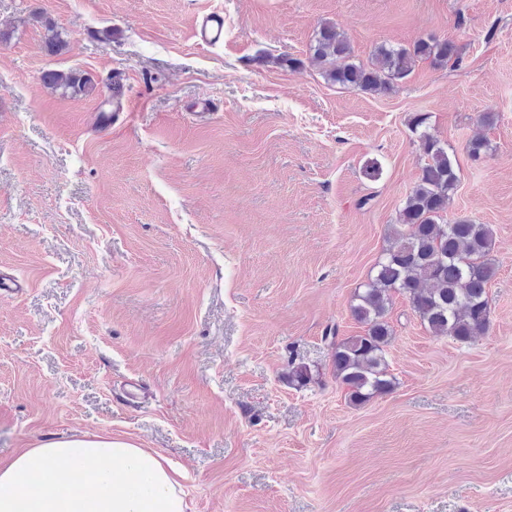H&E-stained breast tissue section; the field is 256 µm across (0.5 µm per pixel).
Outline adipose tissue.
Masks as SVG:
<instances>
[{"label":"adipose tissue","mask_w":512,"mask_h":512,"mask_svg":"<svg viewBox=\"0 0 512 512\" xmlns=\"http://www.w3.org/2000/svg\"><path fill=\"white\" fill-rule=\"evenodd\" d=\"M0 512H186L160 454L111 434L57 438L0 468Z\"/></svg>","instance_id":"obj_1"}]
</instances>
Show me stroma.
<instances>
[{"mask_svg": "<svg viewBox=\"0 0 512 512\" xmlns=\"http://www.w3.org/2000/svg\"><path fill=\"white\" fill-rule=\"evenodd\" d=\"M214 8L220 47L193 36ZM323 22L364 64L431 34L463 63L331 85ZM420 116L458 164L449 219L494 232L490 326L436 336L394 295L395 386L355 406L324 334L364 330L354 293L418 182ZM1 269L28 287L0 299V467L109 433L171 462L187 512H512V0H0ZM293 362L319 382L290 386ZM44 80L53 89L71 91L72 94H87L95 87L92 81L85 75L78 72L50 71L45 73Z\"/></svg>", "mask_w": 512, "mask_h": 512, "instance_id": "1", "label": "stroma"}]
</instances>
